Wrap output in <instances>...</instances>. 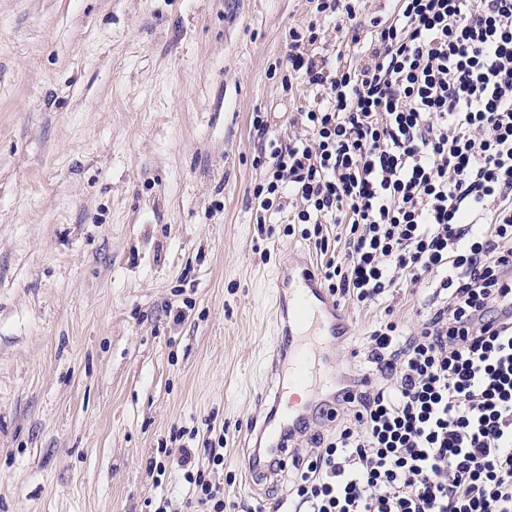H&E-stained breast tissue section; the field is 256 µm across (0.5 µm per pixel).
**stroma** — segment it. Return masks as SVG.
I'll return each instance as SVG.
<instances>
[{
	"label": "stroma",
	"mask_w": 512,
	"mask_h": 512,
	"mask_svg": "<svg viewBox=\"0 0 512 512\" xmlns=\"http://www.w3.org/2000/svg\"><path fill=\"white\" fill-rule=\"evenodd\" d=\"M312 23L317 56L358 63L309 0H0V512H181L179 474L149 473L178 442H222L224 512L287 499L291 470L245 482L243 442L280 382L272 276L321 257L258 234L252 122L292 135L313 93L274 69ZM435 286L343 302L302 403Z\"/></svg>",
	"instance_id": "1"
}]
</instances>
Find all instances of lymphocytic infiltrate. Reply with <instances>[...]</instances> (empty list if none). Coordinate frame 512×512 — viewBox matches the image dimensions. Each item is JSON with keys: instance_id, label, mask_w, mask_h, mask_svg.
I'll use <instances>...</instances> for the list:
<instances>
[{"instance_id": "f902f5d3", "label": "lymphocytic infiltrate", "mask_w": 512, "mask_h": 512, "mask_svg": "<svg viewBox=\"0 0 512 512\" xmlns=\"http://www.w3.org/2000/svg\"><path fill=\"white\" fill-rule=\"evenodd\" d=\"M362 58L333 64L290 31L284 89L315 92L288 140L255 117L270 161L257 224H297L327 253L330 295L370 307L433 275L421 324L378 323L373 374L331 437L308 426L297 512H512V0H399L363 37L353 0H315ZM296 201L288 210V201ZM186 507L224 512V450L163 449Z\"/></svg>"}]
</instances>
